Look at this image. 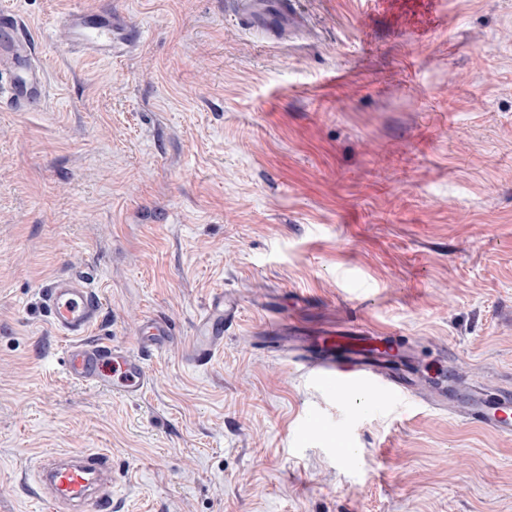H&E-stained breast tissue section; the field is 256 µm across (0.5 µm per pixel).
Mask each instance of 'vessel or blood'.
I'll return each instance as SVG.
<instances>
[{"instance_id": "1", "label": "vessel or blood", "mask_w": 512, "mask_h": 512, "mask_svg": "<svg viewBox=\"0 0 512 512\" xmlns=\"http://www.w3.org/2000/svg\"><path fill=\"white\" fill-rule=\"evenodd\" d=\"M232 14L245 28L264 24L274 28L277 21L297 25L299 18L292 0H232ZM68 46L88 56L111 57L125 42L123 28L109 14L72 10L57 21ZM10 70L8 85L0 86V106L22 111L41 101L47 91V77L37 61L34 44L19 16L0 12V71ZM53 326L70 339L63 358L66 376L80 382L111 385L124 396L136 395L146 385L143 358L130 349L108 342L87 344L86 338L99 321L102 301L86 272L51 279L42 293ZM238 305L232 295L216 293L199 318L189 357L197 366L210 363L224 346V329L237 319ZM274 348L305 354L316 382L328 393L342 398L355 394L375 396L386 387L397 396L406 392L426 393L438 406L480 423L495 432L512 436V394L460 389L449 372L426 377L414 364L409 348L396 336H375L350 326L322 335L300 330L295 324L268 328ZM169 329L150 319L143 329L146 348L165 347ZM112 456L109 451L67 456L61 453L41 457L33 473L36 494L47 512H112Z\"/></svg>"}]
</instances>
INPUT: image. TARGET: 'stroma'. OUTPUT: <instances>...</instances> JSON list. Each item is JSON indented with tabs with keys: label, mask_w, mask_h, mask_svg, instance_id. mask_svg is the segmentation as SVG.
<instances>
[{
	"label": "stroma",
	"mask_w": 512,
	"mask_h": 512,
	"mask_svg": "<svg viewBox=\"0 0 512 512\" xmlns=\"http://www.w3.org/2000/svg\"><path fill=\"white\" fill-rule=\"evenodd\" d=\"M279 41L226 0H0L46 99L0 110V512L40 452H112V512H512V437L425 397L337 399L274 321L397 334L421 369L512 391V0H294ZM109 11L121 57L54 21ZM95 272L92 339L138 396L67 380L50 278ZM237 327L186 360L212 294ZM145 323L143 345L152 350H162L166 346L169 336L168 327L154 319H147Z\"/></svg>",
	"instance_id": "1"
}]
</instances>
